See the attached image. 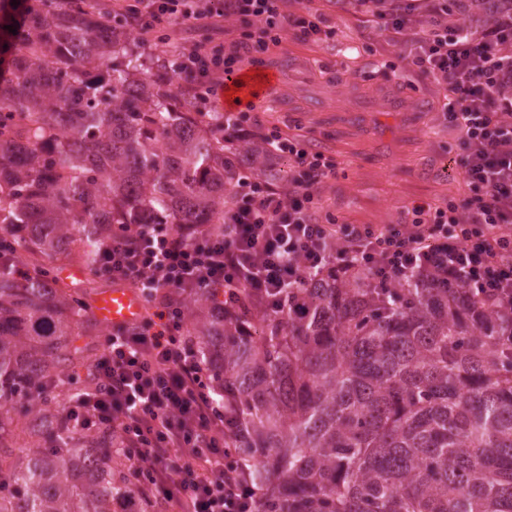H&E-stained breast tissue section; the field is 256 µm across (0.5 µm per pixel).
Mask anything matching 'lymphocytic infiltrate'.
I'll list each match as a JSON object with an SVG mask.
<instances>
[{"mask_svg": "<svg viewBox=\"0 0 512 512\" xmlns=\"http://www.w3.org/2000/svg\"><path fill=\"white\" fill-rule=\"evenodd\" d=\"M364 18L408 65L436 81L461 134L456 164L466 186L437 205L412 201L406 224H348L320 214V188L338 163L301 129L263 123L213 103L226 75L264 64L287 40L336 35L323 9L288 0H110L139 47L173 54L180 95L221 132L231 188L220 224H116L96 277L137 290L141 317L98 336L90 386L68 400L64 423L116 437L135 504L158 512H256L259 489L229 448L241 430L232 390L189 331L188 297L208 293L218 320H238L288 288L367 271L384 288L411 275L460 284L512 312V0H327ZM287 163L285 180L251 163Z\"/></svg>", "mask_w": 512, "mask_h": 512, "instance_id": "f902f5d3", "label": "lymphocytic infiltrate"}]
</instances>
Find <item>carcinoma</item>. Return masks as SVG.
<instances>
[{"label": "carcinoma", "instance_id": "obj_1", "mask_svg": "<svg viewBox=\"0 0 512 512\" xmlns=\"http://www.w3.org/2000/svg\"><path fill=\"white\" fill-rule=\"evenodd\" d=\"M0 5V429L25 405L28 441L0 512H127L126 459L39 404L97 321L53 262L90 268L110 224H217L224 148L166 66L77 4ZM16 29L11 33L5 29ZM191 334L233 389L231 443L259 512H512V315L462 285L363 272L290 288L250 334L189 299Z\"/></svg>", "mask_w": 512, "mask_h": 512}]
</instances>
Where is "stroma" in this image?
Listing matches in <instances>:
<instances>
[{
	"mask_svg": "<svg viewBox=\"0 0 512 512\" xmlns=\"http://www.w3.org/2000/svg\"><path fill=\"white\" fill-rule=\"evenodd\" d=\"M328 44L289 41L270 55L284 91L255 113L271 124H299L335 155L339 166L321 192L323 209L350 224H397L412 200L433 202L462 193L460 172L450 164L457 131L439 92L391 48L365 49L363 25L342 14L332 18Z\"/></svg>",
	"mask_w": 512,
	"mask_h": 512,
	"instance_id": "stroma-1",
	"label": "stroma"
}]
</instances>
